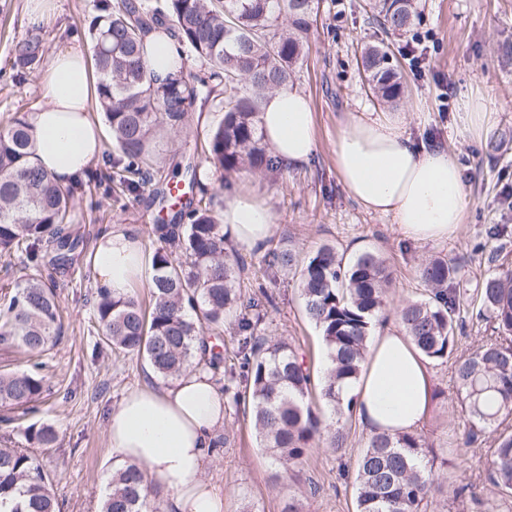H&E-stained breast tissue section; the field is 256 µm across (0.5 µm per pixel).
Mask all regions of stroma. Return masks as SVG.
<instances>
[{
    "mask_svg": "<svg viewBox=\"0 0 512 512\" xmlns=\"http://www.w3.org/2000/svg\"><path fill=\"white\" fill-rule=\"evenodd\" d=\"M369 0H318L308 34L309 50L297 68L293 86L310 99L316 123L317 148L310 164L273 173L249 170L232 175V185L265 202L276 216L264 249L233 248L230 258L243 260L242 280L263 286L275 305L260 326L267 339L287 337L304 353L314 375L325 367V347L304 312L298 276L280 270L264 274L267 252L289 249L307 256L332 244L346 256L374 249L386 259L393 284L386 295L388 308L425 291L418 275L422 260L441 256L457 269V286L475 295L481 282L499 267H512V141L491 151L487 140L462 132L458 103L463 93L487 97L497 113L496 131L512 130V58L501 46L512 42V0H420L409 32H384L367 8ZM26 0H0V120L27 115L42 104L39 73L23 84L13 83L11 47L14 41L36 36L46 56L76 46L90 49L93 0H52L45 20L34 23ZM421 38L425 60L415 68L404 46ZM388 45L406 85V98L395 112L402 128L417 144L448 148L462 168L468 194L466 222L454 238L415 243L401 238L390 218L366 211L348 197L336 175L334 145L341 120L348 114L390 115L362 81L358 64L366 43ZM159 207L149 192L114 201L103 191L76 202L72 227L84 240V251L68 270L42 268L54 280L63 308V326L54 345L41 357L46 390L35 419L58 434L55 448L38 451L42 465L53 475V487L63 512H100L112 471L104 422L130 389L160 385L144 360L133 354H114L98 342L93 296L99 286L90 262L99 233L121 225L140 233L144 246H153L152 226ZM432 412L422 430L436 452H447L440 469L444 484L485 478L491 459V435L468 448L450 445V434L465 422L451 409L454 396L449 363L434 361ZM228 442L207 475L224 484V512H283L295 501L302 512H356L352 472L366 430L352 424L343 453L322 448L309 456L299 479H279L281 466L258 447L247 407L228 403L224 418ZM319 487L310 494L309 483Z\"/></svg>",
    "mask_w": 512,
    "mask_h": 512,
    "instance_id": "stroma-1",
    "label": "stroma"
}]
</instances>
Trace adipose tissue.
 I'll return each instance as SVG.
<instances>
[{
    "label": "adipose tissue",
    "instance_id": "obj_1",
    "mask_svg": "<svg viewBox=\"0 0 512 512\" xmlns=\"http://www.w3.org/2000/svg\"><path fill=\"white\" fill-rule=\"evenodd\" d=\"M144 43V62L158 82L184 69L186 56L166 31H150ZM40 91L43 104L28 117L35 132L32 161L67 184L84 177L103 150L101 125L90 112L95 90L85 55L76 49L55 54ZM258 124L280 167H298L314 156V113L302 91L268 94ZM334 157L347 194L367 211L391 217L402 238L445 241L465 221L468 198L457 159L446 148L415 145L400 119L345 118ZM221 216L229 238L249 250L264 247L275 224L269 206L245 195L225 201ZM92 264L102 287L116 296L152 276L140 235L119 225L101 233ZM368 345L362 373L342 391L353 398L357 419L372 433L421 428L434 399L427 358L396 326L374 328ZM223 427L224 394L206 370L160 389L130 391L105 421L110 456L143 465L169 496L166 512H224V485L206 476Z\"/></svg>",
    "mask_w": 512,
    "mask_h": 512
}]
</instances>
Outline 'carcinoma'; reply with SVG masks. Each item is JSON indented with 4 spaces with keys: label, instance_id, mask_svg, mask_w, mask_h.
<instances>
[{
    "label": "carcinoma",
    "instance_id": "obj_1",
    "mask_svg": "<svg viewBox=\"0 0 512 512\" xmlns=\"http://www.w3.org/2000/svg\"><path fill=\"white\" fill-rule=\"evenodd\" d=\"M93 40L95 100L112 139V168L96 172L91 182L115 199L150 187L159 151L174 133L189 137L193 121L188 108L197 90L184 74L161 86L153 83L145 63V33L156 26L174 31L186 52L205 65L203 87L224 85L217 104L219 119L210 129L201 157L188 156L174 179L156 190L164 202L184 198L176 224H155L154 275L147 284L151 306L137 295L114 296L96 291L94 317L102 341L115 353L136 354L163 379L202 368L224 382L222 390L251 405V421L259 447L283 466L282 476L297 477V467L324 445L344 448L342 420L353 416L343 402L341 384L355 381L368 355L373 321L383 314L392 271L383 256L367 250L346 258L333 245H323L301 259L285 249L265 258L269 270L288 268L299 275L307 319L318 329L327 363L320 388L338 426L323 427L313 406L312 373L307 360L287 339L255 336L272 299L263 288L247 294L237 278L238 264L226 254L227 237L218 213L223 199L200 182L202 166L221 175L241 170L268 171L275 160L258 126L265 95L285 88L304 56V40L314 13V0H95ZM374 18L384 31L403 32L417 15V0H372ZM44 54L37 37L13 45L12 80L20 84L40 66ZM362 66L373 93L399 105L405 87L390 56L378 45L362 49ZM33 130L20 115L0 125V257L16 259L27 271L15 286L0 293V344L30 358L46 350L61 332L56 290L42 280L41 267L66 266L78 246L67 224L75 196L85 184L61 185L31 162ZM426 295L402 303L397 319L422 354L452 363L456 405L468 418L464 445L476 432L494 434L488 481L496 498H483L480 485L466 483L454 496H468L479 512L512 507V431L502 428L512 414V269L486 277L480 306L463 310L461 293L450 287L454 268L444 258L419 266ZM490 325L492 334L471 352L457 353L455 330L461 312ZM234 319L237 346L226 353L207 347L204 332ZM42 363L0 375V422L20 424L38 412L44 393ZM37 448L54 447L57 434L45 423L23 428ZM439 458L424 434H371L357 459L354 486L356 512H429L443 493ZM53 478L28 448H0V505L18 492L25 505L11 512H60ZM161 490L146 478L140 464H124L112 472L101 512H155Z\"/></svg>",
    "mask_w": 512,
    "mask_h": 512
}]
</instances>
